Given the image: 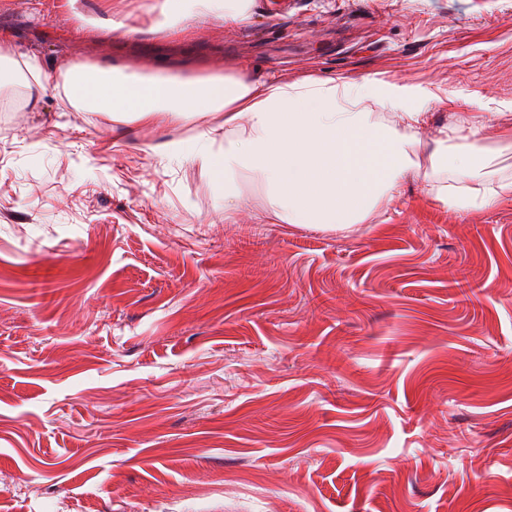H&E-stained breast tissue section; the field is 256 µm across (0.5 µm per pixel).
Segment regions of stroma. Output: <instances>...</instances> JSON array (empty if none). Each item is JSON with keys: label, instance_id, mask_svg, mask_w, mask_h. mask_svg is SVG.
<instances>
[{"label": "stroma", "instance_id": "obj_1", "mask_svg": "<svg viewBox=\"0 0 512 512\" xmlns=\"http://www.w3.org/2000/svg\"><path fill=\"white\" fill-rule=\"evenodd\" d=\"M160 0H0L38 100L0 111V512H512V193L411 175L339 233L267 220L147 144L197 123L75 108L64 71L374 75L512 154V0H256L157 31ZM127 16L135 32L112 30ZM68 206H59L60 198Z\"/></svg>", "mask_w": 512, "mask_h": 512}]
</instances>
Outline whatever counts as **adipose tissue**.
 <instances>
[{"label":"adipose tissue","instance_id":"obj_1","mask_svg":"<svg viewBox=\"0 0 512 512\" xmlns=\"http://www.w3.org/2000/svg\"><path fill=\"white\" fill-rule=\"evenodd\" d=\"M253 0H164L156 29H176L209 15L231 26L247 25ZM67 75L81 106L122 122L163 116L190 123L208 114L223 121L188 140L151 144L156 154L191 160L224 188V205L237 209L239 172L266 189V212L279 224H323L345 231L365 223L391 200L416 165L413 133L433 90L364 77L254 82L212 74L186 78L141 76L80 62ZM397 113L399 124L382 113ZM484 145L479 126L452 127L436 142L432 170L450 168L451 181L433 185L437 201L457 209H489L512 192V182L489 184L503 163Z\"/></svg>","mask_w":512,"mask_h":512}]
</instances>
